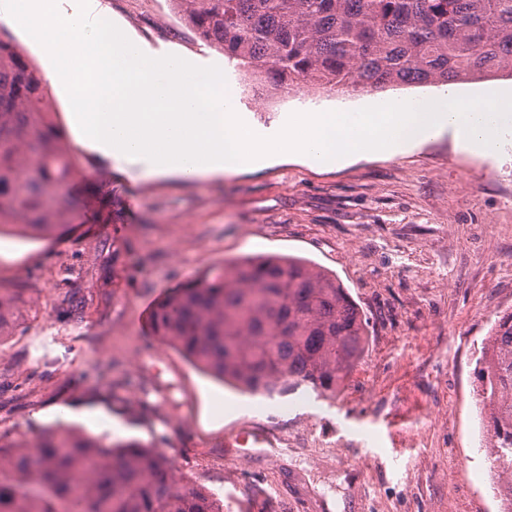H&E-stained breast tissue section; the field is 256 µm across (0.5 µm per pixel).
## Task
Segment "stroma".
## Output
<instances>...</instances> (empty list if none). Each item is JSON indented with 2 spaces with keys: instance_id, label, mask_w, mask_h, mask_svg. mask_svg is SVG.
I'll list each match as a JSON object with an SVG mask.
<instances>
[{
  "instance_id": "obj_1",
  "label": "stroma",
  "mask_w": 512,
  "mask_h": 512,
  "mask_svg": "<svg viewBox=\"0 0 512 512\" xmlns=\"http://www.w3.org/2000/svg\"><path fill=\"white\" fill-rule=\"evenodd\" d=\"M101 3L156 55L224 63L170 0ZM232 84L266 127L367 95ZM74 153L84 177L69 192L85 204L70 226L0 236V289L20 291L23 314L0 340V434L33 443L76 426L141 442L224 512H498L474 367L512 311L511 133L486 157L448 133L341 169L291 161L219 180L133 181L112 159ZM255 254L317 263L367 318L362 358L310 410L224 386L148 331L169 288ZM73 288L79 320L62 303ZM250 429L280 446L236 451Z\"/></svg>"
}]
</instances>
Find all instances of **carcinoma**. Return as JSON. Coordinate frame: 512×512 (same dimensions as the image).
<instances>
[{
  "mask_svg": "<svg viewBox=\"0 0 512 512\" xmlns=\"http://www.w3.org/2000/svg\"><path fill=\"white\" fill-rule=\"evenodd\" d=\"M244 77L272 87L382 90L512 79V0H170ZM47 80L0 39V226L48 235L68 223L79 169ZM0 290V337L17 321ZM154 338L224 382L269 399L336 395L365 352L368 322L336 276L285 255L245 257L172 289ZM475 372L485 448L512 461V312L482 341ZM0 512H224L160 452L79 431L34 445L0 436Z\"/></svg>",
  "mask_w": 512,
  "mask_h": 512,
  "instance_id": "cac0c4a2",
  "label": "carcinoma"
}]
</instances>
